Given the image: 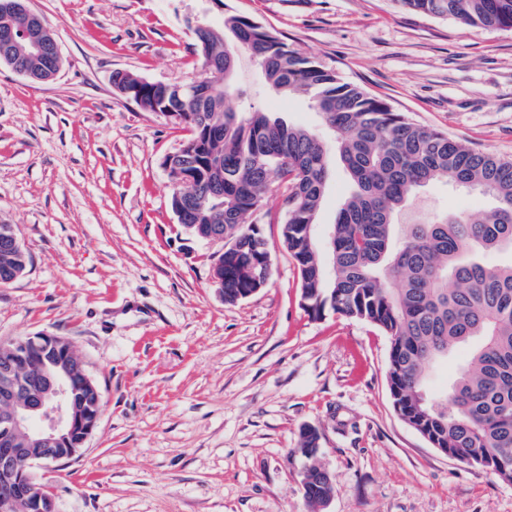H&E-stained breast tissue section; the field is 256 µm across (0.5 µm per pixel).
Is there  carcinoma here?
Returning a JSON list of instances; mask_svg holds the SVG:
<instances>
[{
	"label": "carcinoma",
	"mask_w": 512,
	"mask_h": 512,
	"mask_svg": "<svg viewBox=\"0 0 512 512\" xmlns=\"http://www.w3.org/2000/svg\"><path fill=\"white\" fill-rule=\"evenodd\" d=\"M430 17L512 29V0H396ZM208 95L193 99L194 83L150 85L120 72L115 88L148 112H180L189 136L182 144L192 180L171 196L178 213L191 205L192 234L224 227V303L241 301L267 254L261 230L243 226L264 206L272 184L284 195L281 235L301 278L305 309L331 310L367 322L390 339L386 372L400 418L454 459L512 483V256L492 264L486 255L512 252V161L476 151L439 130L421 126L335 72L298 55L252 17L224 16V25H189ZM244 50L278 94L306 96L334 136L333 147L311 130L248 106L227 105ZM0 63L43 73L49 54L22 40ZM337 157L353 183L333 226L329 261L313 237ZM435 182L488 197L484 214L398 224L411 197ZM11 224H0V286L24 274L28 256L10 247ZM472 348L443 401L422 397L429 366L456 348ZM90 413L101 408L96 381L83 386ZM332 484L315 466L305 485L308 504L328 501Z\"/></svg>",
	"instance_id": "carcinoma-1"
}]
</instances>
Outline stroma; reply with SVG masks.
<instances>
[{"mask_svg":"<svg viewBox=\"0 0 512 512\" xmlns=\"http://www.w3.org/2000/svg\"><path fill=\"white\" fill-rule=\"evenodd\" d=\"M61 67L36 83L0 64V222L30 263L0 287V341L65 337L97 382L98 425L80 457L36 470L56 512H313L299 453L319 434L333 479L320 512H512V483L448 457L394 411L390 341L302 306L281 242L282 191L253 221L272 276L225 304L216 245L171 210L163 165L188 136L141 109L115 72L151 82L200 75L188 20L255 18L294 50L393 111L512 159V31L429 18L396 0H30ZM234 97L331 141L299 95H279L241 55ZM351 190L334 166L314 226L320 250ZM477 192L433 184L404 223L489 211Z\"/></svg>","mask_w":512,"mask_h":512,"instance_id":"35a3bbf8","label":"stroma"}]
</instances>
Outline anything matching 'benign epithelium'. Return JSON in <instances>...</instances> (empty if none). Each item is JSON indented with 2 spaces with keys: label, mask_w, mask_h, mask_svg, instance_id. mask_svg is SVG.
Listing matches in <instances>:
<instances>
[{
  "label": "benign epithelium",
  "mask_w": 512,
  "mask_h": 512,
  "mask_svg": "<svg viewBox=\"0 0 512 512\" xmlns=\"http://www.w3.org/2000/svg\"><path fill=\"white\" fill-rule=\"evenodd\" d=\"M43 29L42 18L30 8L29 0H12L0 12V39L25 38L36 54L44 48L38 36ZM34 353L59 361L64 357L59 338L41 333L19 341L8 361L7 379L0 384V403L10 406L8 418L0 422V473L15 487L0 492V512H55L53 497L35 481L32 468H56L80 456L81 446L100 419L98 412L90 418L77 414V388L66 373L45 374L39 392L17 400L26 385L22 368ZM76 434L83 436L80 447H64L55 456L42 451L64 446Z\"/></svg>",
  "instance_id": "1"
}]
</instances>
